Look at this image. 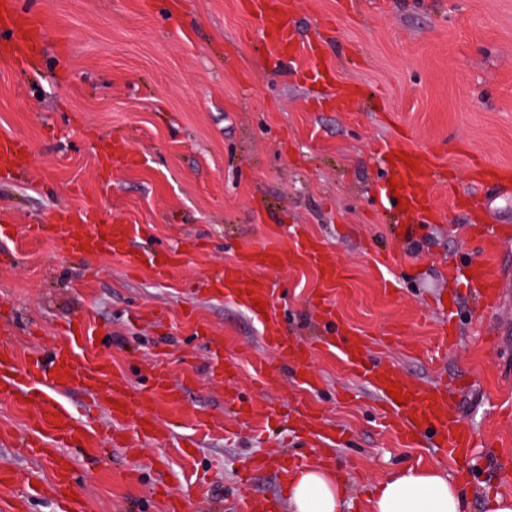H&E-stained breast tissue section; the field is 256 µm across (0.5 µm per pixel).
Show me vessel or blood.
Returning <instances> with one entry per match:
<instances>
[{
    "mask_svg": "<svg viewBox=\"0 0 512 512\" xmlns=\"http://www.w3.org/2000/svg\"><path fill=\"white\" fill-rule=\"evenodd\" d=\"M250 10L272 33L270 52L278 58L293 57L297 41L295 31L287 20L284 10L271 9L268 0H250ZM49 32L35 12H23L16 0H0V61L17 68L27 67L35 60ZM396 147H389L388 162L383 176L394 179L400 186L398 194H387L391 209L407 206L415 211L429 204L428 187L441 177L436 150H413L408 159L398 158ZM36 234L45 235L70 251L88 247L90 254L109 253L120 258L127 267L139 269L153 265L155 258H162L163 277H170L180 267L184 253L169 249L161 256L128 249L127 244L139 236L137 224H96L90 212L74 208L61 210L55 223L39 226ZM284 256L279 242L269 241L258 248L241 253L239 262L213 268L199 281V287L208 294L232 299L252 308L255 301H270L271 290L266 280L246 277L243 265L274 269L281 265ZM298 257L306 263L322 266V282L326 290L341 287L347 273L335 265H322V247L318 240L308 239L300 243ZM470 280L480 288L486 302L498 304L503 292V278L499 263L474 267ZM89 341L85 327L69 328L65 340L46 352L19 358L15 346L0 342V400L6 402L30 401L35 408L30 434L19 437L20 447L37 459L48 460L55 475L52 490L60 506V512H88L84 500L78 499L79 486L74 472L70 447L93 446L109 448L123 446L138 448L145 441L154 440L158 416L152 403L136 389L111 380L112 367L97 358L78 359L77 350ZM368 341L354 332H346L337 347L345 362L355 374L367 381L376 391L383 406L393 414V428L406 441L415 443L427 440L431 447L445 451L449 459H466L474 446L470 430L462 422L458 409L452 408L444 391L408 380L395 366L367 357ZM397 384L406 397L404 404L395 403L387 393L390 384ZM69 386L86 393L82 412L46 398L47 389ZM107 388L111 403L108 407L114 420L123 422L127 431L123 434L99 429L97 413L100 405L93 399V392ZM41 474L32 470L26 482H19L9 470H0V487L22 486L24 500L40 497L38 484Z\"/></svg>",
    "mask_w": 512,
    "mask_h": 512,
    "instance_id": "1",
    "label": "vessel or blood"
}]
</instances>
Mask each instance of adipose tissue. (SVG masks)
Segmentation results:
<instances>
[{
    "label": "adipose tissue",
    "instance_id": "ef3b65f1",
    "mask_svg": "<svg viewBox=\"0 0 512 512\" xmlns=\"http://www.w3.org/2000/svg\"><path fill=\"white\" fill-rule=\"evenodd\" d=\"M291 512H342L348 487L326 464L295 469L284 489ZM372 512H468L464 482L439 467L404 466L377 481Z\"/></svg>",
    "mask_w": 512,
    "mask_h": 512
}]
</instances>
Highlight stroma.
Listing matches in <instances>:
<instances>
[{
	"mask_svg": "<svg viewBox=\"0 0 512 512\" xmlns=\"http://www.w3.org/2000/svg\"><path fill=\"white\" fill-rule=\"evenodd\" d=\"M247 4L38 0L52 40L27 69L0 63V137L29 147L23 170L0 169V225L11 227L0 238V340L23 357L84 323L80 355L109 360L159 408L162 442L100 463L95 449L74 453L94 512H164L153 493L163 484L195 512H243L283 499L284 476L254 465L280 454L303 466L333 458L350 488L343 512H370L374 482L400 466L457 471L429 444L393 438L376 394L322 343L343 329L391 337L379 353L411 379L466 380L457 400L478 440L466 493L469 512H483L512 473V421L494 415L512 399V300L483 306L448 267L485 259L461 225L512 213V198L474 177L486 163L512 168V0H287L298 33L289 62L269 54ZM332 84L358 90L354 111L336 109ZM119 131L126 153L104 161ZM394 145L440 146L451 183L429 192L435 221L408 216L405 235L378 207ZM63 206L141 225L132 248H178L186 260L165 280L29 232ZM270 238L289 250L317 239L349 272L328 296L331 320L316 306L317 267L291 257L261 273L283 332L312 353L313 388L298 360L268 349L263 323L193 287ZM450 319L457 340L435 353ZM218 348L231 376L212 371ZM159 364L166 392L152 388ZM231 394L276 404L272 425L253 431L228 409ZM201 413L223 418V432L199 433Z\"/></svg>",
	"mask_w": 512,
	"mask_h": 512,
	"instance_id": "35a3bbf8",
	"label": "stroma"
}]
</instances>
